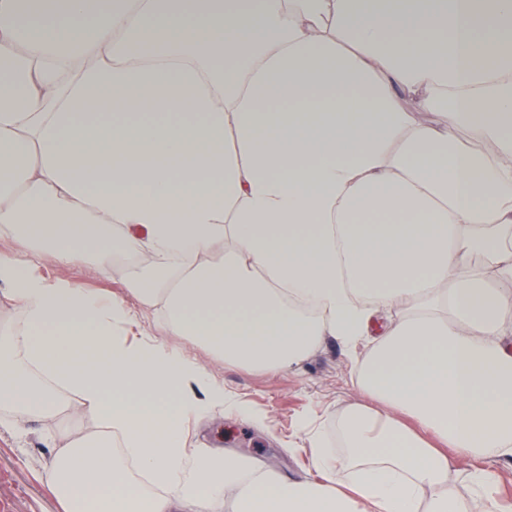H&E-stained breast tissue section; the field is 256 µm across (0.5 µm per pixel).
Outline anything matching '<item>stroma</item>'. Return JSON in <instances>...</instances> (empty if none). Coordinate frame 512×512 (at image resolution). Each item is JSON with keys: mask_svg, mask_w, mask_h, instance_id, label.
Returning <instances> with one entry per match:
<instances>
[{"mask_svg": "<svg viewBox=\"0 0 512 512\" xmlns=\"http://www.w3.org/2000/svg\"><path fill=\"white\" fill-rule=\"evenodd\" d=\"M39 273L49 279L65 278L75 286L127 294L131 280L146 276L137 262L117 265L108 278L94 277L86 263H58L49 251L36 259ZM139 338L157 336L178 349L224 383L234 399L253 413L245 420L213 414L192 426L189 443L196 448H219L257 464L271 474L294 475L310 467L311 432H320L328 449H335L336 419L343 407L362 400L352 385L353 363L335 340H328L299 369L262 373L216 360L209 351L167 333L164 325L142 315L130 326ZM62 423L32 419L22 432L0 426V512H61L43 481L52 453L47 443L59 436Z\"/></svg>", "mask_w": 512, "mask_h": 512, "instance_id": "1", "label": "stroma"}]
</instances>
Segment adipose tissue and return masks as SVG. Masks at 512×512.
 <instances>
[{"instance_id": "ef3b65f1", "label": "adipose tissue", "mask_w": 512, "mask_h": 512, "mask_svg": "<svg viewBox=\"0 0 512 512\" xmlns=\"http://www.w3.org/2000/svg\"><path fill=\"white\" fill-rule=\"evenodd\" d=\"M0 236V406L95 426L53 449L64 512H209L229 487L234 512H503L489 472L465 498L448 478L512 458V0H0ZM42 248L150 274L90 293L37 273ZM138 310L263 372L336 340L369 397L341 453L312 435L317 478L269 479L188 447L190 419L251 411L127 336Z\"/></svg>"}]
</instances>
